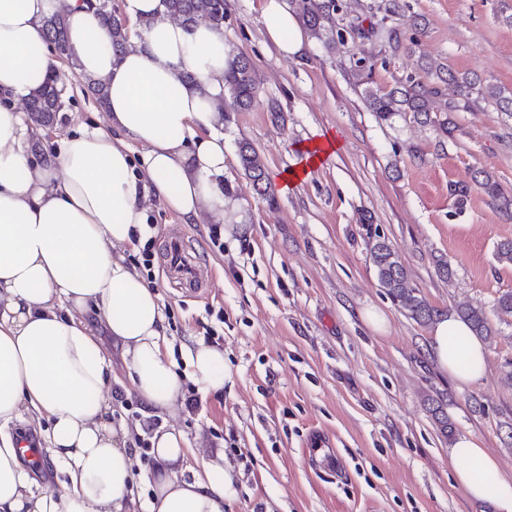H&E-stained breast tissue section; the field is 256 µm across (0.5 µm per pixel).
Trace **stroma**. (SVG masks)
Returning <instances> with one entry per match:
<instances>
[{"mask_svg":"<svg viewBox=\"0 0 512 512\" xmlns=\"http://www.w3.org/2000/svg\"><path fill=\"white\" fill-rule=\"evenodd\" d=\"M406 3L425 22L418 55L512 92V24L499 0ZM224 32L230 54L251 60L259 87L256 105L221 126L224 180L245 220L220 251L207 244L208 219L188 224L154 202L148 220L177 373L188 372L183 349L206 337L224 350L223 391L183 406L178 424L197 452L223 450L225 512H492L455 486L453 440L427 401L442 400L455 435L472 434L512 474V389L499 382L512 361V326L487 346L485 378L457 388L429 357V328L380 287L368 244L385 237L411 282L447 314L464 302L491 307L512 290V267L494 258L496 243L512 239V219L471 184L483 168L512 193V117L482 102L450 113L449 137L409 115L382 122L367 108L350 58H367L372 87L390 89L416 60L390 57L385 39L355 41L346 55L311 35L302 55L285 57L266 35L260 0H227ZM62 86L66 119L41 140L50 151L78 127L107 122L78 79ZM326 130L339 146L307 178L283 186L299 145ZM243 142L262 155L273 199L245 176ZM453 184L470 187L460 212ZM177 235L213 276L210 293H189L170 278L162 253ZM440 259L450 279L439 277ZM370 308L385 315L386 332L366 322ZM112 404L114 422L142 437L160 424L122 386H113ZM240 449L248 463L239 462Z\"/></svg>","mask_w":512,"mask_h":512,"instance_id":"stroma-1","label":"stroma"}]
</instances>
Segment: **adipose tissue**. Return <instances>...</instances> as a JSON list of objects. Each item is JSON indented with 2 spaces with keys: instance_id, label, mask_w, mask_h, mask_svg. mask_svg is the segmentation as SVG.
I'll return each mask as SVG.
<instances>
[{
  "instance_id": "ef3b65f1",
  "label": "adipose tissue",
  "mask_w": 512,
  "mask_h": 512,
  "mask_svg": "<svg viewBox=\"0 0 512 512\" xmlns=\"http://www.w3.org/2000/svg\"><path fill=\"white\" fill-rule=\"evenodd\" d=\"M162 10L161 0H124L133 28L117 54L85 0H0V512H224L220 458L187 465L193 450L175 425L182 383L159 297L125 255L148 231L151 198L189 223L239 221L216 130L231 61L224 29L186 26ZM59 11L75 73L105 85L107 125L78 128L39 162L31 146L41 133L17 105L57 64L43 21ZM260 17L282 55L302 51L286 0H262ZM135 143L145 149L138 166ZM110 343L145 415L160 421L144 500L132 492L131 434L111 420ZM430 349L457 386L486 374L482 342L455 315L433 325ZM186 357L199 391L223 390L222 349L199 343ZM41 419L59 493L38 482L15 433ZM448 457L470 500L512 512V475L474 436H459Z\"/></svg>"
}]
</instances>
